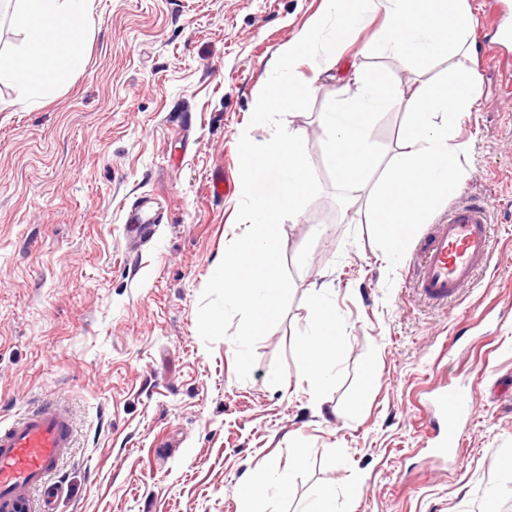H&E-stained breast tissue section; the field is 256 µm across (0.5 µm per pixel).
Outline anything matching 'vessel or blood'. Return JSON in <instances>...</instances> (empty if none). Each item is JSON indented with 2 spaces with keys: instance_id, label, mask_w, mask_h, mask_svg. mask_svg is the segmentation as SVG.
I'll return each mask as SVG.
<instances>
[{
  "instance_id": "b4317fda",
  "label": "vessel or blood",
  "mask_w": 512,
  "mask_h": 512,
  "mask_svg": "<svg viewBox=\"0 0 512 512\" xmlns=\"http://www.w3.org/2000/svg\"><path fill=\"white\" fill-rule=\"evenodd\" d=\"M491 217L478 199L452 204L427 233L414 266L413 285L426 300L445 304L457 299L490 260ZM463 394L445 386L433 397L438 415L431 451L436 458L453 455L460 445ZM70 414L44 402L0 425V512H47L43 491L73 446Z\"/></svg>"
}]
</instances>
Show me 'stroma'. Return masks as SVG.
Masks as SVG:
<instances>
[{"label": "stroma", "mask_w": 512, "mask_h": 512, "mask_svg": "<svg viewBox=\"0 0 512 512\" xmlns=\"http://www.w3.org/2000/svg\"><path fill=\"white\" fill-rule=\"evenodd\" d=\"M326 0H95L86 63L47 73L53 99L22 100L0 84V420L47 399L75 420L55 512H236L248 474L293 472L276 512H300L318 489L361 488L343 512H512V36L471 34L474 50L419 71L395 55L343 57L405 90L453 67L477 76V107L460 117L466 179L448 203L488 202L492 259L461 302L436 307L411 285L418 225L402 261H385L358 192L323 164L322 112L346 97L339 69L314 75L312 107L285 116L322 186L282 227L293 300L255 347L248 380L235 345L205 346L199 296L231 240L241 198L237 132L270 63ZM408 116L389 109L369 137L381 157ZM230 179L211 195L214 173ZM152 237L125 229L146 199ZM327 287L345 349L319 399L298 385L300 337L313 289ZM471 389L457 458H429L423 433L442 385Z\"/></svg>", "instance_id": "1"}]
</instances>
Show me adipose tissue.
<instances>
[{"mask_svg":"<svg viewBox=\"0 0 512 512\" xmlns=\"http://www.w3.org/2000/svg\"><path fill=\"white\" fill-rule=\"evenodd\" d=\"M92 0H15L17 25L27 31L28 55L48 60V39L66 32L70 41L65 57L71 68L83 65V36L91 18ZM22 93L46 100L57 93L52 83L40 82L23 64L0 58V82ZM475 74L451 70L438 85L406 92L401 82L383 74L366 75L353 69L344 104L322 113L320 121L332 134L324 163L337 180L348 186L371 184L372 219L390 263L400 262L418 224L443 203L466 172L458 161L457 123L473 111ZM398 107L408 115L401 131V149L381 161L369 141V129L379 111ZM337 319L323 290L310 299L308 330L301 339L300 376L312 392H319L336 376L344 343L336 334ZM292 491L288 470L274 469L249 476L238 500V512H260L259 502L270 495L285 498Z\"/></svg>","mask_w":512,"mask_h":512,"instance_id":"obj_1","label":"adipose tissue"}]
</instances>
